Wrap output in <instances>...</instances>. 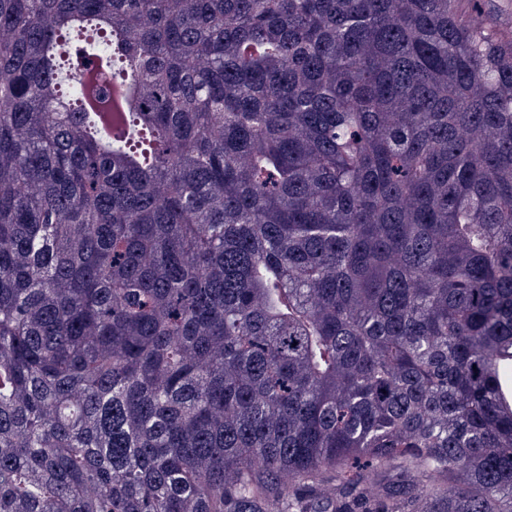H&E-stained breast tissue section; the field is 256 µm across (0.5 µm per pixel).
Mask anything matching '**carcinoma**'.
Instances as JSON below:
<instances>
[{"label": "carcinoma", "instance_id": "cac0c4a2", "mask_svg": "<svg viewBox=\"0 0 512 512\" xmlns=\"http://www.w3.org/2000/svg\"><path fill=\"white\" fill-rule=\"evenodd\" d=\"M484 4L0 0V512H512Z\"/></svg>", "mask_w": 512, "mask_h": 512}]
</instances>
